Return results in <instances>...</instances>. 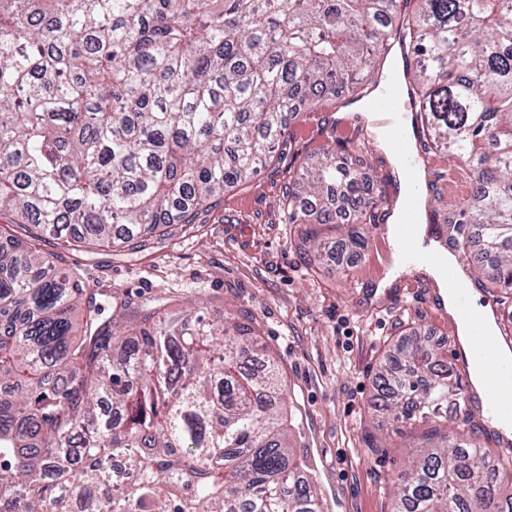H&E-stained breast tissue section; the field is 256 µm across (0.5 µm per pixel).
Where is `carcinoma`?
<instances>
[{"label": "carcinoma", "mask_w": 512, "mask_h": 512, "mask_svg": "<svg viewBox=\"0 0 512 512\" xmlns=\"http://www.w3.org/2000/svg\"><path fill=\"white\" fill-rule=\"evenodd\" d=\"M0 0V512H324L283 427L280 366L248 325L131 306L46 260L141 251L272 166L290 116L333 88L352 103L405 33L431 145L472 173L443 216L512 306V6L507 0ZM386 203L326 152L298 170L283 223L317 263L355 259ZM374 408L415 452L391 512H512V454L448 430L463 412L444 346L415 329L378 373Z\"/></svg>", "instance_id": "obj_1"}]
</instances>
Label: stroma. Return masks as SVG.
I'll use <instances>...</instances> for the list:
<instances>
[{"mask_svg":"<svg viewBox=\"0 0 512 512\" xmlns=\"http://www.w3.org/2000/svg\"><path fill=\"white\" fill-rule=\"evenodd\" d=\"M362 124L336 92L314 111L295 113L275 166L225 193L193 232L172 233L135 255H64L85 287L112 288L134 303L163 297L176 311L189 298L250 325L282 365L285 423L313 468L326 512H391L383 479L403 466L409 448L390 432L382 452H367L377 369L414 327L441 344L456 332L425 271L391 277L390 246L376 225L365 226L357 263L312 268L296 247V225L282 221L288 182L301 165L337 145L356 146L368 135ZM421 157L442 204L452 209L469 196L465 165L433 149Z\"/></svg>","mask_w":512,"mask_h":512,"instance_id":"obj_1","label":"stroma"}]
</instances>
